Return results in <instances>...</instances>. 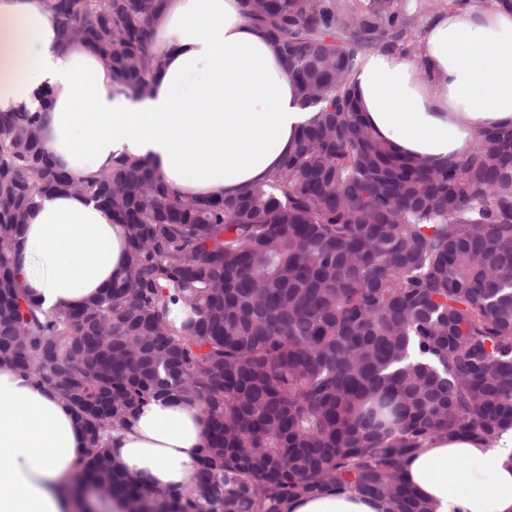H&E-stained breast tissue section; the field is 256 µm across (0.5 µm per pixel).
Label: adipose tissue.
Instances as JSON below:
<instances>
[{
  "mask_svg": "<svg viewBox=\"0 0 512 512\" xmlns=\"http://www.w3.org/2000/svg\"><path fill=\"white\" fill-rule=\"evenodd\" d=\"M149 95L119 91L88 44L61 43L44 0H0V116L51 106L42 143L76 180L114 159L146 158L181 196H221L262 183L308 120L267 33L245 0H162ZM366 122L400 153L436 163L468 154L487 131L512 126V11L452 0L426 22L414 55L375 50L354 77ZM18 274L43 310L77 306L126 263L111 212L80 193L39 200L17 241ZM208 421L196 407L144 404L112 455L142 485L192 493ZM84 437L53 391L0 364V512H72L69 483ZM434 512H512V431L491 443L425 444L402 470ZM283 512H387L351 490L292 500Z\"/></svg>",
  "mask_w": 512,
  "mask_h": 512,
  "instance_id": "1",
  "label": "adipose tissue"
}]
</instances>
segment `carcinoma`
<instances>
[{"instance_id":"carcinoma-1","label":"carcinoma","mask_w":512,"mask_h":512,"mask_svg":"<svg viewBox=\"0 0 512 512\" xmlns=\"http://www.w3.org/2000/svg\"><path fill=\"white\" fill-rule=\"evenodd\" d=\"M313 112L268 179L183 198L147 159L72 182L42 143L49 94L0 119V362L54 390L82 424L79 472L129 512H282L350 489L389 512H433L403 480L424 444L512 429V127L463 160L402 156L352 85L368 50L415 52L398 0H247ZM161 0H52L59 40L94 45L143 97ZM76 190L125 230V266L50 312L16 274L45 195ZM153 399L196 405L210 440L194 492L145 488L104 434Z\"/></svg>"}]
</instances>
